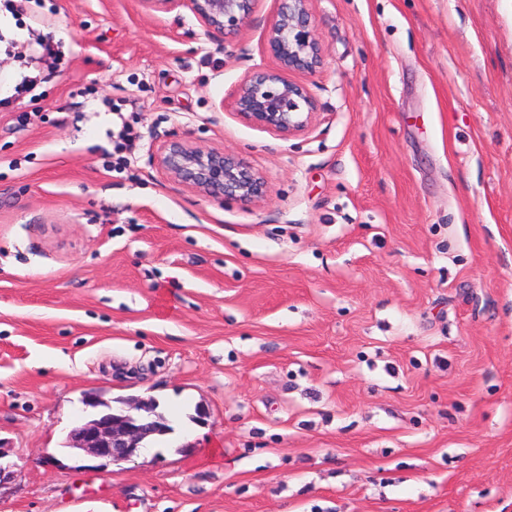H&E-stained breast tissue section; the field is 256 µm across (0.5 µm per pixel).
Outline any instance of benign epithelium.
<instances>
[{"instance_id": "1", "label": "benign epithelium", "mask_w": 512, "mask_h": 512, "mask_svg": "<svg viewBox=\"0 0 512 512\" xmlns=\"http://www.w3.org/2000/svg\"><path fill=\"white\" fill-rule=\"evenodd\" d=\"M149 11H190L211 39L221 44L243 31L256 0H139ZM311 0H280L269 24L266 51L270 68L255 66L232 95L230 110L243 122L288 138L306 131L315 114L307 86L291 81L290 72L314 73L324 64L313 32ZM151 162L178 183L211 199L233 198L251 206L265 196V184L243 157L223 149H203L189 137L164 136L155 141ZM152 402L139 401L125 409L98 414L75 428L69 447L109 462H126L139 455L157 434Z\"/></svg>"}]
</instances>
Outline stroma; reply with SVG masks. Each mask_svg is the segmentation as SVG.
<instances>
[{
	"mask_svg": "<svg viewBox=\"0 0 512 512\" xmlns=\"http://www.w3.org/2000/svg\"><path fill=\"white\" fill-rule=\"evenodd\" d=\"M277 8L225 46L139 0L0 13L1 97L43 21L65 53L0 108V512H512V0H312L287 139L221 108ZM174 131L265 199L171 180ZM92 392L170 438L76 464ZM113 112H117L115 114L118 115V118L121 120V129L119 130L117 136L119 140L114 143L112 153L106 152L105 155L112 156L114 159L112 162H108L110 163L109 167L113 168L115 171H122L129 164L128 157L123 155L126 148L123 141L130 139L132 127L131 124L123 116L121 109L114 108Z\"/></svg>",
	"mask_w": 512,
	"mask_h": 512,
	"instance_id": "obj_1",
	"label": "stroma"
}]
</instances>
